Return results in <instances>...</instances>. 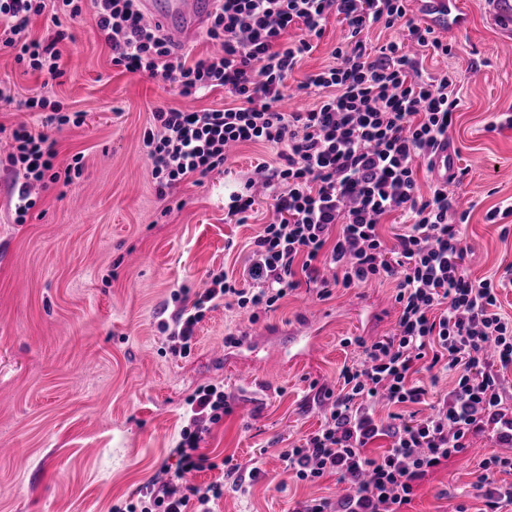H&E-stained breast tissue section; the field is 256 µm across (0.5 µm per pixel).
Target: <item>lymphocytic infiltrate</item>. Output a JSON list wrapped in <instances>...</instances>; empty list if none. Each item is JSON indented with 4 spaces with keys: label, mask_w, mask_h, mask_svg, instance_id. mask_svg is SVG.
<instances>
[{
    "label": "lymphocytic infiltrate",
    "mask_w": 512,
    "mask_h": 512,
    "mask_svg": "<svg viewBox=\"0 0 512 512\" xmlns=\"http://www.w3.org/2000/svg\"><path fill=\"white\" fill-rule=\"evenodd\" d=\"M47 2L0 0V50L14 52L16 61L54 80L65 72L60 46L70 35L58 13L47 12ZM218 2L206 36L222 50L192 61L143 21L138 0H90L113 65L173 84L185 98L199 99L218 88L229 98L221 109L152 110L143 148L159 197L223 169L229 147L258 144L276 152L273 161L255 167L274 217L252 241L241 275L211 271L202 292L173 293L177 308L160 327L172 353L183 357L206 311L218 306L235 308L253 323L302 287L326 298L340 286L395 281L394 333L346 338V345L360 349V359L343 366L338 390H324L329 408L322 427L281 459L289 479L332 475L347 487L337 499L303 501L293 512H403L425 478L465 453L471 439L512 448V394L504 386V373L512 367V318L501 313L498 299L500 290L512 288V267L495 280H472L463 231L468 211L459 210L447 184L432 181L426 195L419 186V169L432 167L436 151L448 142L461 99L453 77L428 72L416 51L446 55L451 48L431 26L410 17L406 0ZM41 14L48 17L49 34L36 38L30 21ZM330 15L347 30L332 52L335 62L298 82L297 92L314 100L310 108L283 111L286 81L321 39ZM293 27L298 39L284 43ZM376 27H396L403 36L370 44L364 35ZM71 122L56 109L45 116L41 131L0 125V134L11 139L7 161L15 174L16 223H25L35 207L36 187L68 185L81 175V161L58 163L53 133ZM393 213L405 230L390 244L379 226ZM326 266L333 277L322 275ZM443 371L455 383L429 415L376 419L374 407L382 399L425 403ZM228 411V397L216 385L189 399L178 465L158 478V491L141 512H185L192 500L197 512H209L220 486L182 491L178 483L203 468L199 444ZM381 435L389 438V448L368 456V443ZM500 472L512 473V455L480 464L475 488L484 512L512 506V482L497 480Z\"/></svg>",
    "instance_id": "f902f5d3"
}]
</instances>
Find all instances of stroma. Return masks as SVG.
I'll list each match as a JSON object with an SVG mask.
<instances>
[{"label":"stroma","instance_id":"stroma-1","mask_svg":"<svg viewBox=\"0 0 512 512\" xmlns=\"http://www.w3.org/2000/svg\"><path fill=\"white\" fill-rule=\"evenodd\" d=\"M460 2L468 24L449 36L451 55L424 51L423 66L454 72L461 90L449 136L466 170L460 196L473 205L467 266L478 280L512 263V234L485 219L512 197V127H491L512 113V0ZM61 22L73 35L62 46L61 78L46 81L0 53V82L16 97L43 96L80 113V125L56 138L60 162L78 156L83 164L73 184L38 190L19 224L12 173L0 163V512H112L138 501L161 468H176L186 403L207 385L223 387L231 412L201 442L210 465L194 472V483L218 480L227 459L262 469L259 479L224 489L210 512H292L296 502L335 495L332 476L288 480L281 454L320 429L323 409L310 384L335 387L343 365L357 359L343 339L394 331V283L338 288L324 300L301 289L254 324L220 307L198 324L190 354L173 355L159 327L171 295H194L212 270L241 274L246 244L272 217L271 201L258 196L248 223L234 224L224 220V197L242 190L253 166L274 151L236 147L224 171L159 199L142 148L152 109L220 108L223 90L188 102L175 86L114 66L90 10ZM344 34L328 18L288 87L331 64ZM306 319L310 337L299 356L275 360L285 348L281 332ZM239 331L251 348L219 353L225 336ZM243 359L256 362L255 383L239 377ZM496 451L494 442L475 439L473 451L425 479L407 512L459 505L481 512L474 483L480 462Z\"/></svg>","mask_w":512,"mask_h":512}]
</instances>
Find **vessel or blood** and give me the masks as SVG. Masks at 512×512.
<instances>
[{
	"mask_svg": "<svg viewBox=\"0 0 512 512\" xmlns=\"http://www.w3.org/2000/svg\"><path fill=\"white\" fill-rule=\"evenodd\" d=\"M428 20L438 29L455 34L467 25L458 0H416ZM217 0H140L141 15L147 23L179 45H188L206 27Z\"/></svg>",
	"mask_w": 512,
	"mask_h": 512,
	"instance_id": "vessel-or-blood-1",
	"label": "vessel or blood"
}]
</instances>
